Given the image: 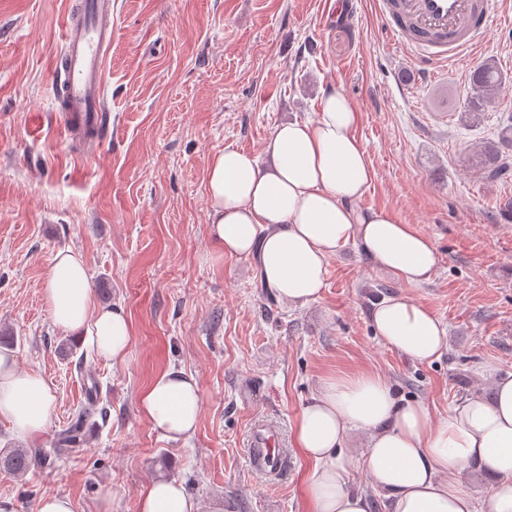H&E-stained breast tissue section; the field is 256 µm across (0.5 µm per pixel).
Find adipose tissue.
<instances>
[{
  "label": "adipose tissue",
  "mask_w": 512,
  "mask_h": 512,
  "mask_svg": "<svg viewBox=\"0 0 512 512\" xmlns=\"http://www.w3.org/2000/svg\"><path fill=\"white\" fill-rule=\"evenodd\" d=\"M319 112L316 123L276 127L266 147L274 160L269 169L234 149L212 155L206 186L212 238L225 254L255 259L266 287L291 305L320 298L329 260L351 244L397 280L428 283L439 264L432 242L387 211L353 206L373 171L354 134L359 114L352 102L332 89ZM43 299L57 327L102 359H125L131 325L122 310L96 306L75 251L54 254ZM372 319L384 343L412 361H433L447 348L441 320L409 298L380 300ZM54 402L40 372L21 368L12 351L0 349V419L32 438L45 430ZM201 406L196 379L180 370L162 373L140 399L143 414L173 441L194 435ZM355 431L368 437L357 456L346 450ZM293 444L310 464L309 512H371L369 493L348 485L355 468L391 512H512V375L496 379L492 400L470 398L437 423L427 405L398 399L379 375L335 377L301 408ZM472 464L496 478L482 506L460 480ZM138 512H201V505L180 482L160 478L140 495Z\"/></svg>",
  "instance_id": "adipose-tissue-1"
}]
</instances>
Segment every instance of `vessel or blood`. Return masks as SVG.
Here are the masks:
<instances>
[{"mask_svg":"<svg viewBox=\"0 0 512 512\" xmlns=\"http://www.w3.org/2000/svg\"><path fill=\"white\" fill-rule=\"evenodd\" d=\"M495 0H380L379 17L397 41H408L420 75L483 44L494 15ZM112 42V0H81L68 16L59 57L65 91L61 111L71 113L87 148H94L103 125L105 87L101 68L104 48ZM273 425L254 424L246 441L252 471L266 478L279 474L286 456Z\"/></svg>","mask_w":512,"mask_h":512,"instance_id":"1","label":"vessel or blood"}]
</instances>
